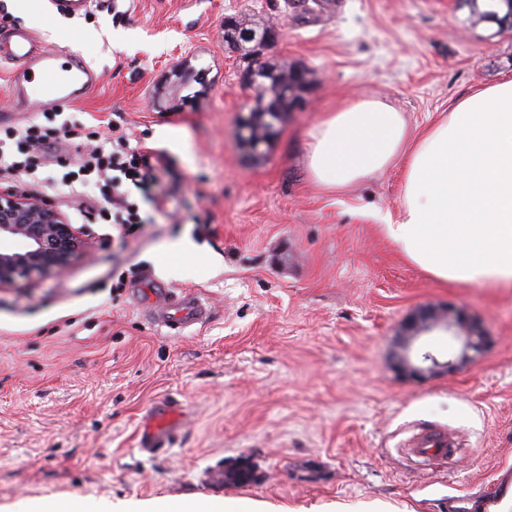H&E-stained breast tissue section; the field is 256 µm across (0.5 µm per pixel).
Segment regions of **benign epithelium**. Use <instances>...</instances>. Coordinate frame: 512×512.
Wrapping results in <instances>:
<instances>
[{"mask_svg": "<svg viewBox=\"0 0 512 512\" xmlns=\"http://www.w3.org/2000/svg\"><path fill=\"white\" fill-rule=\"evenodd\" d=\"M279 37L280 29L273 24L249 27L233 16L224 17V44L231 53L247 52L263 60ZM268 75L270 72L254 67L238 72L240 86L246 91ZM86 258L80 229L63 213L25 191H0V288L58 277L74 262ZM421 319L427 321L428 329L439 330L457 343L464 358L483 346L484 337L473 329L462 334L457 323L441 322L431 313L421 315Z\"/></svg>", "mask_w": 512, "mask_h": 512, "instance_id": "7a95c632", "label": "benign epithelium"}]
</instances>
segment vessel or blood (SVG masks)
<instances>
[{
	"label": "vessel or blood",
	"mask_w": 512,
	"mask_h": 512,
	"mask_svg": "<svg viewBox=\"0 0 512 512\" xmlns=\"http://www.w3.org/2000/svg\"><path fill=\"white\" fill-rule=\"evenodd\" d=\"M9 64V86L18 105H25L30 91L39 94L41 110L56 111L87 97L100 81L97 69L79 55L67 53L40 41L29 27L18 25L0 34V61ZM206 302L197 297L170 296L158 321L171 330H184L209 314ZM170 406L155 408L141 436L143 450L155 452L172 439L175 429ZM407 454L431 465L444 466L460 453L446 430L432 428L414 433L405 443Z\"/></svg>",
	"instance_id": "1"
}]
</instances>
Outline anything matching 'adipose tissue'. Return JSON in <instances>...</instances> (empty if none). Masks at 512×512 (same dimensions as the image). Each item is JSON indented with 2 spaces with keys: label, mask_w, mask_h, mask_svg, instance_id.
Returning <instances> with one entry per match:
<instances>
[{
  "label": "adipose tissue",
  "mask_w": 512,
  "mask_h": 512,
  "mask_svg": "<svg viewBox=\"0 0 512 512\" xmlns=\"http://www.w3.org/2000/svg\"><path fill=\"white\" fill-rule=\"evenodd\" d=\"M305 164L330 192L401 165L400 214L381 227L399 252L441 284L512 288V79L413 138L379 97L344 99L308 130Z\"/></svg>",
  "instance_id": "ef3b65f1"
}]
</instances>
